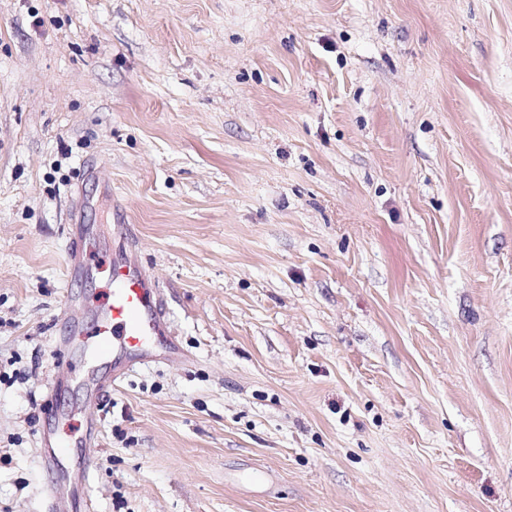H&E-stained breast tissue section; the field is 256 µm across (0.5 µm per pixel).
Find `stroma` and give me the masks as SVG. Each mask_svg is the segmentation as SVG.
I'll list each match as a JSON object with an SVG mask.
<instances>
[{"instance_id":"1","label":"stroma","mask_w":512,"mask_h":512,"mask_svg":"<svg viewBox=\"0 0 512 512\" xmlns=\"http://www.w3.org/2000/svg\"><path fill=\"white\" fill-rule=\"evenodd\" d=\"M118 216L189 358L94 512H512V0H0V512ZM96 241L87 233L81 232L72 239L65 254V270L69 278L82 277L87 273L86 258L95 250Z\"/></svg>"}]
</instances>
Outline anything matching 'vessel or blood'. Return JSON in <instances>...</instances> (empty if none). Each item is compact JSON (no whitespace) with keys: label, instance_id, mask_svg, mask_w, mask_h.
I'll return each mask as SVG.
<instances>
[{"label":"vessel or blood","instance_id":"obj_1","mask_svg":"<svg viewBox=\"0 0 512 512\" xmlns=\"http://www.w3.org/2000/svg\"><path fill=\"white\" fill-rule=\"evenodd\" d=\"M114 230L118 254L106 270L109 290L85 315L76 314L75 299L66 298L64 330L56 338L65 372L53 381V388L75 382L86 386L95 400L117 386L132 367L155 361L158 353L169 358L183 355L176 338L168 334L163 294L137 263L129 244L128 225H115ZM94 245V239L85 232L72 239L65 254L68 277L86 274V258ZM95 433L96 424L89 419L81 435L64 440L58 434L57 422H49L38 452L40 466L51 476L45 512H90L88 485L93 463L85 458L71 469L66 461L69 448L92 444Z\"/></svg>","mask_w":512,"mask_h":512}]
</instances>
